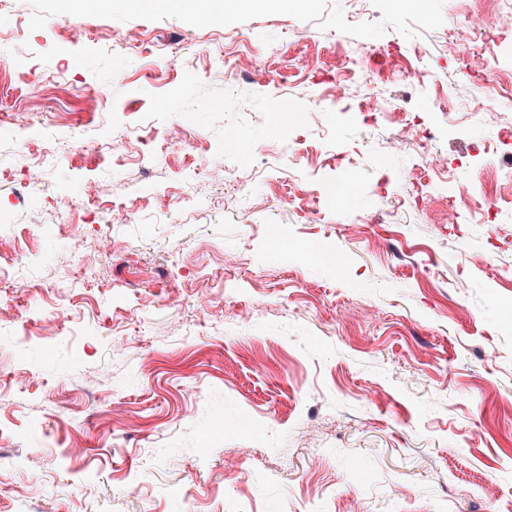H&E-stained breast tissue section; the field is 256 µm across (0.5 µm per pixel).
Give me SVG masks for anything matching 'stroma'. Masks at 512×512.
Segmentation results:
<instances>
[{
  "label": "stroma",
  "mask_w": 512,
  "mask_h": 512,
  "mask_svg": "<svg viewBox=\"0 0 512 512\" xmlns=\"http://www.w3.org/2000/svg\"><path fill=\"white\" fill-rule=\"evenodd\" d=\"M312 21L293 0L259 10L220 0L193 17L185 0H0V31L32 24L0 57L47 74L42 86L0 73V222L25 236L0 246L16 277L0 292V512H489L512 502V222L453 217L438 201L410 204L413 152L393 154L395 130L364 123L359 87L312 109L311 82L229 79L225 33L248 30L254 50L289 44L296 72L362 59L367 86L415 115L449 165L471 161L482 196L506 195L512 75L470 79L458 35L484 61L512 56V13L463 21L457 0H323ZM83 33L66 38L64 20ZM154 44L114 42L129 30ZM177 44L161 63L156 42ZM421 51L427 86L399 55ZM163 65L164 81L149 76ZM132 82L110 85L114 67ZM366 86V87H367ZM501 94L493 121L467 115ZM150 133L113 158L112 137L139 122ZM182 125L188 145H167ZM236 127L237 137L226 134ZM44 188L23 190L45 151ZM225 154L249 180L212 179ZM326 196L317 217L283 205L285 170ZM172 190L180 206L162 210ZM87 238L64 247L55 206ZM379 212L383 223L362 217ZM283 227L280 239L263 232ZM319 241L332 264L307 261ZM485 255L471 267L470 253ZM243 271L226 281L224 255ZM209 449L201 458L197 449ZM400 496H393V489Z\"/></svg>",
  "instance_id": "obj_1"
}]
</instances>
